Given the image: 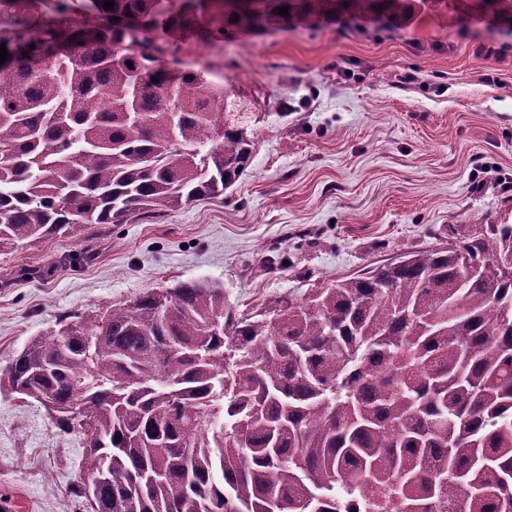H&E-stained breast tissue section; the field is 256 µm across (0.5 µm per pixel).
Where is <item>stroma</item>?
Masks as SVG:
<instances>
[{"mask_svg":"<svg viewBox=\"0 0 512 512\" xmlns=\"http://www.w3.org/2000/svg\"><path fill=\"white\" fill-rule=\"evenodd\" d=\"M224 81L252 101L247 175L177 211L0 254V370L62 317L150 288L212 281L253 314L447 242L451 226L512 216V41L480 18L240 33ZM82 462V442L43 407L0 394V503L87 512Z\"/></svg>","mask_w":512,"mask_h":512,"instance_id":"1","label":"stroma"}]
</instances>
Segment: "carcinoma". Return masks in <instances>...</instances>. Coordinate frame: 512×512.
Instances as JSON below:
<instances>
[{"instance_id":"cac0c4a2","label":"carcinoma","mask_w":512,"mask_h":512,"mask_svg":"<svg viewBox=\"0 0 512 512\" xmlns=\"http://www.w3.org/2000/svg\"><path fill=\"white\" fill-rule=\"evenodd\" d=\"M8 1L23 15L0 44L28 63L0 67V254L177 211L246 174L243 100L176 57L156 66L188 14L231 39L415 13V0ZM484 12L512 36V0L460 16ZM143 74L156 82L140 90ZM506 260L504 218L251 316L217 284L148 289L33 338L0 391L82 436V475L102 477L92 497L76 484L90 512H512Z\"/></svg>"}]
</instances>
